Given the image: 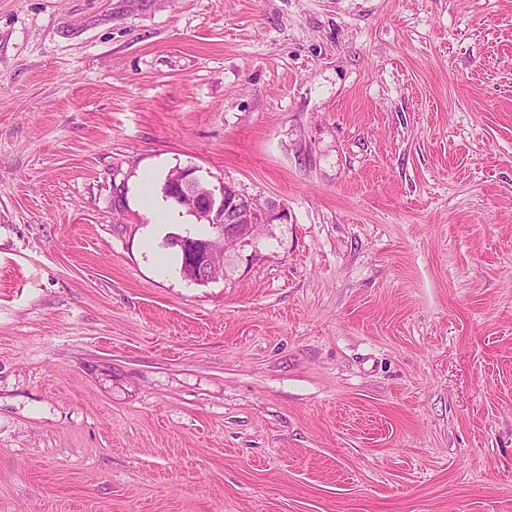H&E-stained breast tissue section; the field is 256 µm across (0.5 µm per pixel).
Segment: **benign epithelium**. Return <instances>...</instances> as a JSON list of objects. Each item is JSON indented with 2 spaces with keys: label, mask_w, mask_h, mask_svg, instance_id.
<instances>
[{
  "label": "benign epithelium",
  "mask_w": 512,
  "mask_h": 512,
  "mask_svg": "<svg viewBox=\"0 0 512 512\" xmlns=\"http://www.w3.org/2000/svg\"><path fill=\"white\" fill-rule=\"evenodd\" d=\"M175 192L183 198V205L192 214L202 216L214 224V229L224 239V245L243 247L256 239L259 231L277 221L287 219V213L276 202L267 200L254 209L244 208L240 200L244 195L231 181L212 185L197 175L193 167L178 170L174 183ZM209 239H194L183 254L188 265L189 278L205 284L217 278L211 266Z\"/></svg>",
  "instance_id": "7a95c632"
}]
</instances>
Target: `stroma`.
<instances>
[{
    "mask_svg": "<svg viewBox=\"0 0 512 512\" xmlns=\"http://www.w3.org/2000/svg\"><path fill=\"white\" fill-rule=\"evenodd\" d=\"M0 512H512V0H0ZM196 172L193 167L178 170L174 190L184 198L182 204L190 213L205 217L211 225L215 224L214 229L224 239V247L251 244L259 231L275 224V221L287 219L286 211L272 200H266L254 209L241 207L239 201L251 197L240 193L233 182L222 181L212 185ZM225 220L232 224L225 223ZM144 205L150 215V224H174L175 209L167 202L157 198L151 190V180L147 178L142 184ZM183 237L203 238L205 236L174 235L170 236V238L167 240L168 246L176 249L181 256V271L184 260V263L189 266L187 274L193 282L198 284H205L218 278L217 274L213 273L212 271L210 258L211 244L209 239L206 238L191 240V245L188 247L187 252H185L182 257L180 240Z\"/></svg>",
    "mask_w": 512,
    "mask_h": 512,
    "instance_id": "stroma-1",
    "label": "stroma"
}]
</instances>
